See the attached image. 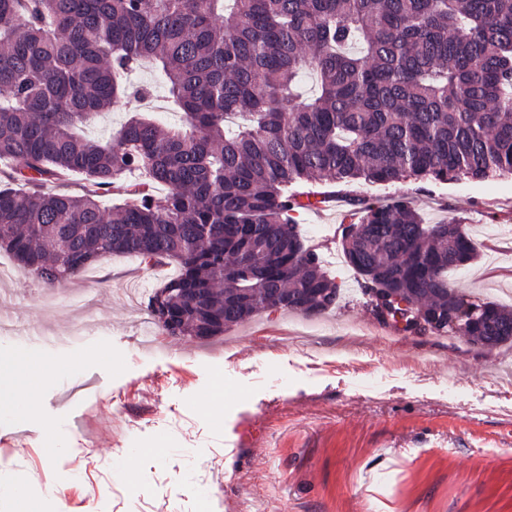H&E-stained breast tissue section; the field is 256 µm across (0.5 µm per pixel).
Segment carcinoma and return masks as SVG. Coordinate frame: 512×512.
Returning <instances> with one entry per match:
<instances>
[{
	"mask_svg": "<svg viewBox=\"0 0 512 512\" xmlns=\"http://www.w3.org/2000/svg\"><path fill=\"white\" fill-rule=\"evenodd\" d=\"M145 60L183 123L86 135ZM0 161V248L49 286L127 254L207 289L211 329L176 308L189 336L323 315L340 285L295 218L318 186L512 176V0H0ZM350 201L343 252L385 308L512 343V309L448 282L478 254L461 225Z\"/></svg>",
	"mask_w": 512,
	"mask_h": 512,
	"instance_id": "carcinoma-1",
	"label": "carcinoma"
}]
</instances>
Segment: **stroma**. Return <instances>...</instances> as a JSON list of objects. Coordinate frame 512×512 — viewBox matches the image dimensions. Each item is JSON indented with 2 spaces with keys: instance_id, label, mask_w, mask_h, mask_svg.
<instances>
[{
  "instance_id": "obj_1",
  "label": "stroma",
  "mask_w": 512,
  "mask_h": 512,
  "mask_svg": "<svg viewBox=\"0 0 512 512\" xmlns=\"http://www.w3.org/2000/svg\"><path fill=\"white\" fill-rule=\"evenodd\" d=\"M139 81L149 103L122 99L89 135L145 106L178 121L150 67ZM353 192L409 195L427 223L462 224L480 256L449 279L512 307L511 177ZM352 211L339 198L298 215L321 258ZM176 272L116 254L50 288L0 252V318L16 326L0 351L77 365L39 389V417L0 419V483H24L44 512H512V346L382 319L356 274L316 335L274 312L209 341L171 338L140 314Z\"/></svg>"
}]
</instances>
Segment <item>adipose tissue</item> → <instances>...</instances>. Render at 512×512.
I'll list each match as a JSON object with an SVG mask.
<instances>
[{
  "label": "adipose tissue",
  "instance_id": "ef3b65f1",
  "mask_svg": "<svg viewBox=\"0 0 512 512\" xmlns=\"http://www.w3.org/2000/svg\"><path fill=\"white\" fill-rule=\"evenodd\" d=\"M58 373V367L34 352L0 355V411L17 419L36 418L38 390Z\"/></svg>",
  "mask_w": 512,
  "mask_h": 512
}]
</instances>
